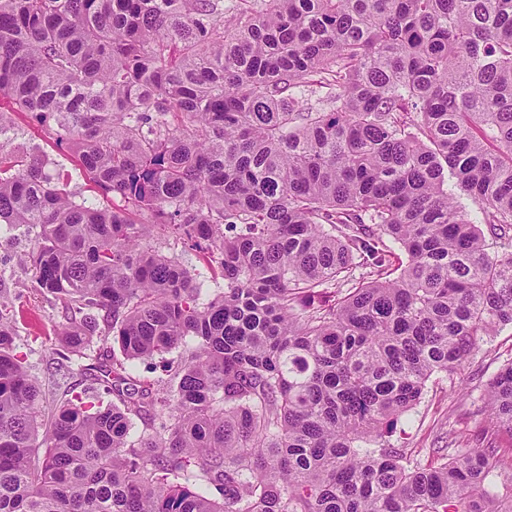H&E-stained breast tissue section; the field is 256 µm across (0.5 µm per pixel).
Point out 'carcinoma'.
Masks as SVG:
<instances>
[{
    "label": "carcinoma",
    "mask_w": 512,
    "mask_h": 512,
    "mask_svg": "<svg viewBox=\"0 0 512 512\" xmlns=\"http://www.w3.org/2000/svg\"><path fill=\"white\" fill-rule=\"evenodd\" d=\"M1 98L120 198L0 154L55 385L123 360L46 410L0 293V512H512L493 444L388 440L512 328V0H0ZM485 398L512 433V362ZM160 248V250L167 255H176L180 258V261L186 265L189 269H196V272L203 273L206 275V267L204 265V261L202 260L201 254L198 252L191 250L187 245L185 246L183 243L178 242L174 243L172 239L167 243H160L156 245Z\"/></svg>",
    "instance_id": "carcinoma-1"
}]
</instances>
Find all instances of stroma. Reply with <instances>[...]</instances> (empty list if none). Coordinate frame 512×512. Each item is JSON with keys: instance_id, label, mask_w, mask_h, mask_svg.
<instances>
[{"instance_id": "stroma-1", "label": "stroma", "mask_w": 512, "mask_h": 512, "mask_svg": "<svg viewBox=\"0 0 512 512\" xmlns=\"http://www.w3.org/2000/svg\"><path fill=\"white\" fill-rule=\"evenodd\" d=\"M14 120L13 146L40 145L70 174L69 190L90 204H104V197L85 178L76 156L55 143L50 128L22 114L15 115ZM27 248V241L21 239L12 250H0V287L14 300L11 314L18 333L17 352L24 355L31 372L45 381L53 372L64 313L61 304L41 292L30 272L17 263L16 254ZM511 361L512 329L507 328L469 357L453 376L433 377L420 404L398 423L391 443L408 448L425 464L431 461L434 449L447 446L448 433H455L461 442L481 437L486 417L485 385Z\"/></svg>"}]
</instances>
